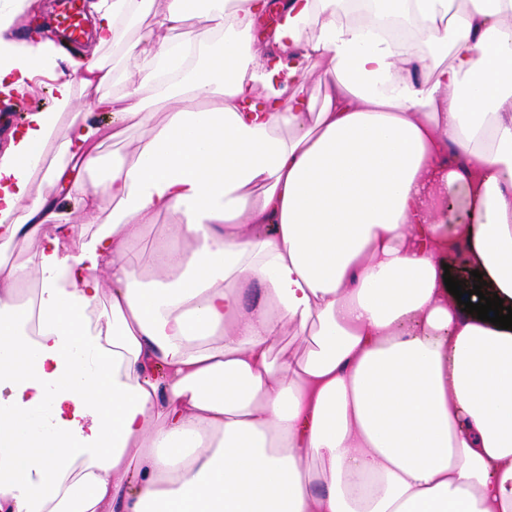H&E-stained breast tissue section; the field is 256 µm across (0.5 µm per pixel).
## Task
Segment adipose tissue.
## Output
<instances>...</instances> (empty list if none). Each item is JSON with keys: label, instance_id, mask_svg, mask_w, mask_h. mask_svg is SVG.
Wrapping results in <instances>:
<instances>
[{"label": "adipose tissue", "instance_id": "adipose-tissue-1", "mask_svg": "<svg viewBox=\"0 0 512 512\" xmlns=\"http://www.w3.org/2000/svg\"><path fill=\"white\" fill-rule=\"evenodd\" d=\"M149 2L100 0L99 43ZM266 7L165 0L102 104L150 136L74 178L77 223L32 175L51 145L97 165L73 88L113 70L69 61L0 155V241L38 243L0 262V512H512V330L443 280L466 250L512 307V0H279L259 36ZM10 24L5 94L57 66ZM163 211L146 282L129 250ZM148 137L147 129L130 124L116 138H107L100 147V163L93 170L83 171L82 178L87 186L92 187L105 181L112 173L113 163L130 164L135 159L134 149Z\"/></svg>", "mask_w": 512, "mask_h": 512}]
</instances>
